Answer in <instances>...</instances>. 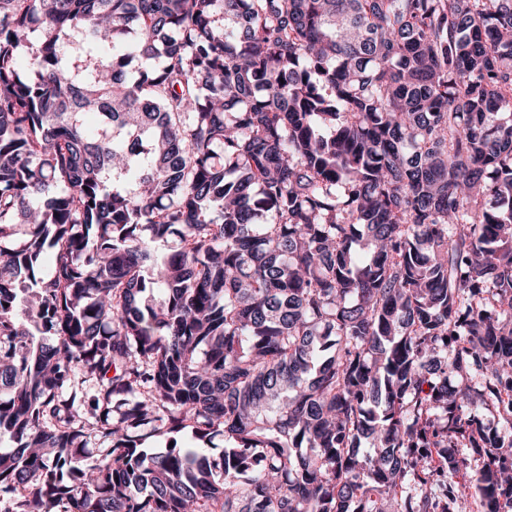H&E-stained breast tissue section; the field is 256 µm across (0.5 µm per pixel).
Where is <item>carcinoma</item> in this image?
Segmentation results:
<instances>
[{
  "label": "carcinoma",
  "mask_w": 512,
  "mask_h": 512,
  "mask_svg": "<svg viewBox=\"0 0 512 512\" xmlns=\"http://www.w3.org/2000/svg\"><path fill=\"white\" fill-rule=\"evenodd\" d=\"M2 440L0 512H512V0H0Z\"/></svg>",
  "instance_id": "1"
}]
</instances>
